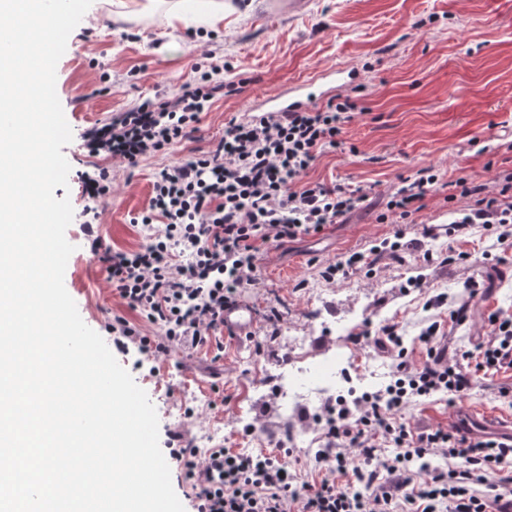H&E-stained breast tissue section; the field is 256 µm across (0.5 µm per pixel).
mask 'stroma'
<instances>
[{"mask_svg": "<svg viewBox=\"0 0 512 512\" xmlns=\"http://www.w3.org/2000/svg\"><path fill=\"white\" fill-rule=\"evenodd\" d=\"M112 2L93 0L56 67L57 96L73 134L63 148L71 166L68 185L54 191L55 198H69L74 211L66 238L75 250L64 284L83 321L100 334L109 318L129 310L94 260L92 243L125 250L144 244L132 220L147 208L157 173L223 137L225 122L243 117L256 96L339 63L360 74V87L350 95L359 112L344 129V147L318 155L307 179L363 189L369 207L319 233L260 246L258 282L244 296L256 313L248 335H220L219 346L202 347L190 359L174 351L143 360L108 344L153 403L160 444L174 431L195 437L218 429L224 448L276 456L292 465L298 481L316 480L315 448L272 446L267 438L284 420L311 429L307 406L284 418L273 402L251 392L247 359L261 352L272 369L283 365L279 346L267 340L273 329L303 336L311 355L359 348L367 389L375 393L392 381L393 359L358 347L357 337L397 326L408 359L420 363L427 351L419 336L429 324L446 336L449 355L459 356L486 340L491 314L512 315V248L482 230L449 238L448 209L467 201L447 199L450 181L469 176L492 190L494 175L512 170V0H310L304 14L275 18L265 15L264 0H224V22L215 27L198 12L172 20L174 0L116 21ZM205 53L220 64L217 79L228 92L203 114L193 140L133 169L88 153L85 130L144 98L177 91ZM103 70L110 75L105 83ZM425 166L437 170L440 184L403 227L421 246L396 258L381 249L396 227L379 216L401 179ZM96 167L111 170L112 196L97 207L100 219L91 225L86 211L92 205L79 175ZM354 253L363 255L364 266L341 280L324 276L328 263ZM471 280L480 284L473 297L464 291ZM314 294L329 323L322 330L308 321ZM464 302L468 320L461 324L453 312ZM479 382L471 396L453 404L444 396L414 402L404 412L407 426L446 428L454 416L512 420V404L499 396L500 387L512 384V370L480 375ZM244 403L255 429L249 437L237 428Z\"/></svg>", "mask_w": 512, "mask_h": 512, "instance_id": "1", "label": "stroma"}]
</instances>
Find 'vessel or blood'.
Returning <instances> with one entry per match:
<instances>
[{"mask_svg":"<svg viewBox=\"0 0 512 512\" xmlns=\"http://www.w3.org/2000/svg\"><path fill=\"white\" fill-rule=\"evenodd\" d=\"M332 84L348 91L357 86L348 67L337 66L320 73L316 77L290 84L280 95L252 105V112H298L312 107L324 99L323 88ZM256 322L250 305L238 303L224 310V330L238 336L251 332Z\"/></svg>","mask_w":512,"mask_h":512,"instance_id":"1","label":"vessel or blood"}]
</instances>
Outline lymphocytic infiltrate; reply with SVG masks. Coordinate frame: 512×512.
<instances>
[{"label": "lymphocytic infiltrate", "mask_w": 512, "mask_h": 512, "mask_svg": "<svg viewBox=\"0 0 512 512\" xmlns=\"http://www.w3.org/2000/svg\"><path fill=\"white\" fill-rule=\"evenodd\" d=\"M217 72L216 65L194 63L172 97L145 99L93 126L83 135L85 148L134 168L192 139L202 113L224 89ZM355 109L346 98L316 111L232 118L211 148L163 168L136 218L149 232L147 243L102 257L108 281L137 315L107 322L117 344L147 358L211 344L224 326L225 308L257 283L261 243L320 232L362 208L366 193L304 179L319 154L341 146ZM438 180L430 166L404 178L391 213L404 220L420 211ZM454 187L471 204L453 211L450 237L481 224L500 226L499 243L512 238V173L493 193L464 178ZM145 322L158 335H143ZM489 323L491 335L471 369L439 348L434 325L421 336L427 358L419 364L407 360L396 328L374 338L375 346L399 358L394 381L355 404L337 402L328 446L316 458L320 469L346 475L345 486L296 483L287 463L266 455L221 448L201 454L183 447L184 433H173L170 457L188 481L194 512H512V477L505 473L512 467V441L441 427L413 430L400 418L419 398L445 393L461 399L474 390L479 372L512 369V317L495 315ZM434 454L447 459V470L428 466Z\"/></svg>", "instance_id": "f902f5d3"}]
</instances>
